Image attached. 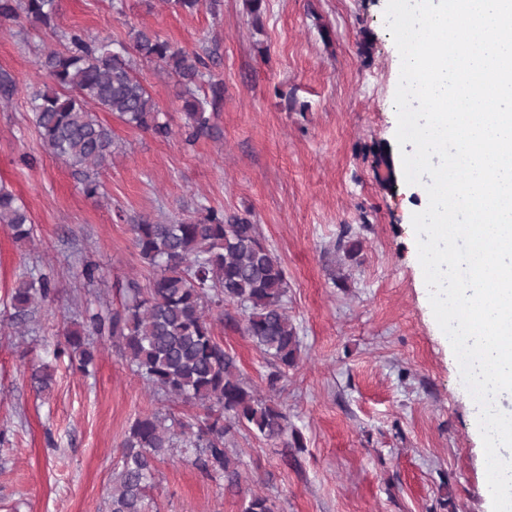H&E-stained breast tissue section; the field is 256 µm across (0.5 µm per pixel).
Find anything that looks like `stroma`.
<instances>
[{
	"instance_id": "obj_1",
	"label": "stroma",
	"mask_w": 512,
	"mask_h": 512,
	"mask_svg": "<svg viewBox=\"0 0 512 512\" xmlns=\"http://www.w3.org/2000/svg\"><path fill=\"white\" fill-rule=\"evenodd\" d=\"M387 0H265L254 19L245 0L218 15L177 13L162 0H58L56 31L0 21V69L18 91L0 102V183L18 195L35 245L18 247L0 225V307L16 273L52 264L56 294L23 336L0 326V512H108L121 444L145 413L174 411L115 351L96 338L93 371L81 374L53 349L80 306H118V282L146 280L131 224L186 218L198 205L249 217L280 258L288 313L302 351L280 400L304 438L285 450L247 432L235 483L212 479L181 456L159 463L153 512H240L267 495L276 512H492L478 406L438 326L418 260L414 213L426 190L407 184L395 133L400 56L386 26ZM204 56L224 99L217 134L185 147L173 78L138 72L168 120L169 138L108 112L114 147L97 197L42 147L31 94L40 55L62 49V31L127 38L128 23ZM356 258L335 248L342 230ZM99 264L90 286L80 263ZM215 334L244 377L266 389L267 363L233 326ZM53 372L37 392L31 374Z\"/></svg>"
}]
</instances>
